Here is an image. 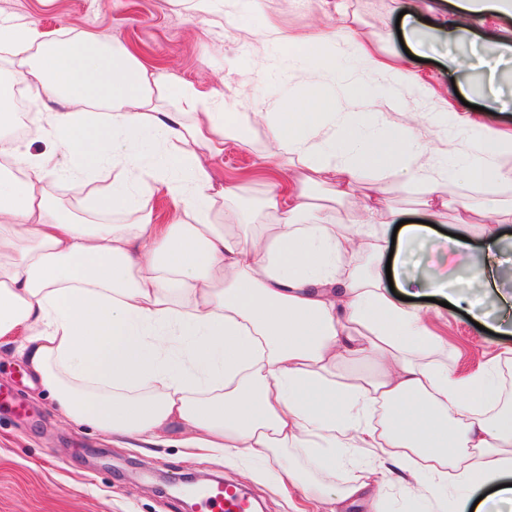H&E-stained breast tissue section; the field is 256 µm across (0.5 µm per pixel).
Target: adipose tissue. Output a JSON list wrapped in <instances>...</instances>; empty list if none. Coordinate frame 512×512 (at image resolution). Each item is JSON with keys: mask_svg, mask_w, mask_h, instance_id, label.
<instances>
[{"mask_svg": "<svg viewBox=\"0 0 512 512\" xmlns=\"http://www.w3.org/2000/svg\"><path fill=\"white\" fill-rule=\"evenodd\" d=\"M453 6L431 30L454 48L449 73L467 80L477 23L512 17V0ZM264 36L286 45L304 79L266 113L268 142L259 146L241 136L244 115L225 111L223 99L204 111L185 89L179 110L168 111L164 73L112 42L0 18V54L19 65L0 78V131L13 122L2 102L22 84L41 104L29 115L33 130L53 144L35 153L0 134V158L13 168L0 173V339L25 338L31 369L73 422L130 447L170 430L182 447L226 464L258 463L260 478L264 462L276 460L281 487L307 492L329 512H346L375 487L414 494L424 512L450 500L474 512L512 502V398L501 373L512 346L456 376L447 343L420 308L392 295L379 270L397 240V288L443 293L473 320L488 318L481 302L449 288L447 262L466 255L473 233L483 242L479 278H499L502 227L512 222L499 202L512 184V130L492 114L512 80V35L495 42L482 110L438 102L456 132L444 148L386 112L360 120L358 107L377 96L371 74L389 72L397 92L389 110L432 90L409 69L387 67L355 30L298 37L271 28ZM147 137L158 155L149 165L128 149ZM229 140L274 176L283 161L298 164L287 186L270 183L259 208L236 207L243 185L216 182L206 166ZM58 151L75 160L81 193L88 175L120 170L96 201L137 221L73 222L48 189ZM366 177L383 196L416 186L424 208L500 219L459 225L458 237L438 243L425 224L392 230L393 213L370 205V223L337 218ZM157 191L176 204L173 224L152 221ZM432 243L437 263L408 274L410 247ZM354 457L359 474L328 494L325 475ZM482 489L486 499L474 501Z\"/></svg>", "mask_w": 512, "mask_h": 512, "instance_id": "obj_1", "label": "adipose tissue"}]
</instances>
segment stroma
Listing matches in <instances>:
<instances>
[{"label":"stroma","mask_w":512,"mask_h":512,"mask_svg":"<svg viewBox=\"0 0 512 512\" xmlns=\"http://www.w3.org/2000/svg\"><path fill=\"white\" fill-rule=\"evenodd\" d=\"M418 9L414 35L422 61L412 60L399 41L396 21L404 7ZM446 0H236L201 16L190 0H0V17L37 24L51 34L92 35L120 43L146 66L168 75L165 105L179 107V91L203 96L220 91L227 109L272 112L278 98L293 90L299 72L289 69L287 50L263 38L268 27L304 36L349 24L391 65L408 67L432 83L438 97L480 104L479 94H455L446 43L428 36L432 13ZM61 175L50 185L53 198L81 222L108 218L132 221L123 209L100 215L91 200L76 198L67 175L71 157L55 155ZM216 180L248 185L244 201L254 205L268 181L253 154L235 142L210 162ZM428 322L456 352L455 369L476 370L492 346L512 337L478 329L463 311L429 303ZM20 339L0 342V391L11 405L0 406V512H184L183 497L170 481L186 475L205 484L221 477L244 489L258 512H325L303 493L285 499L274 480H260L247 467L233 468L206 456L188 455L176 443L143 451L114 444L94 428L65 418L20 350Z\"/></svg>","instance_id":"1"}]
</instances>
